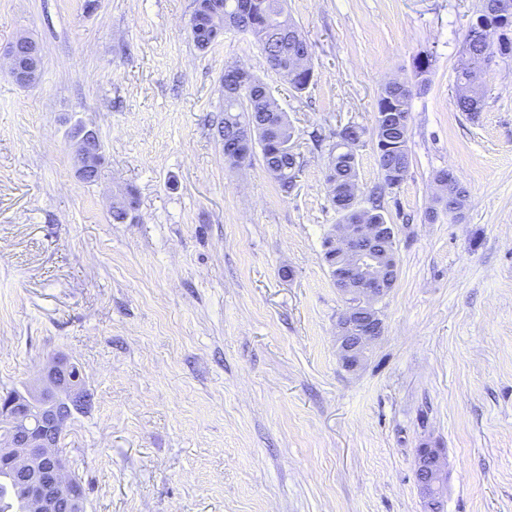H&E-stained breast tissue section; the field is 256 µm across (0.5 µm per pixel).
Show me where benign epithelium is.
Returning a JSON list of instances; mask_svg holds the SVG:
<instances>
[{"mask_svg": "<svg viewBox=\"0 0 512 512\" xmlns=\"http://www.w3.org/2000/svg\"><path fill=\"white\" fill-rule=\"evenodd\" d=\"M10 73L21 87L36 85L41 47L21 35L5 50ZM254 87L253 75L239 65L225 70L224 95L241 98ZM78 175L96 180L102 163V144L94 128L81 125L71 140ZM393 224H334L326 236L336 254V288L342 308L336 320V342L342 367L358 369L371 346L381 338L384 322L377 305L395 287L399 259L389 243ZM79 366L50 358L41 376L24 385L0 407V462L19 475L23 512H85L82 482L61 448L63 433L77 408L86 400ZM416 485L424 512H437L446 497L448 471L440 448L423 445L416 450Z\"/></svg>", "mask_w": 512, "mask_h": 512, "instance_id": "7a95c632", "label": "benign epithelium"}]
</instances>
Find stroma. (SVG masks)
<instances>
[{"label":"stroma","mask_w":512,"mask_h":512,"mask_svg":"<svg viewBox=\"0 0 512 512\" xmlns=\"http://www.w3.org/2000/svg\"><path fill=\"white\" fill-rule=\"evenodd\" d=\"M477 2L287 0L312 45L297 94L245 32L198 50L196 0H0V50L21 35L42 49L30 88L0 60V392L53 356L82 366L91 405L64 446L88 512H422L425 443L446 451L445 512H512V57L476 118L456 110ZM426 52L408 174L383 199L399 277L350 372L322 246L340 216L310 134L373 129L382 85ZM229 64L297 131L292 193L260 158L224 162ZM79 123L104 145L93 182L72 157ZM441 169L468 207L427 224Z\"/></svg>","instance_id":"stroma-1"}]
</instances>
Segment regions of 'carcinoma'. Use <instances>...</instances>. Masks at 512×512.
Instances as JSON below:
<instances>
[{"label": "carcinoma", "mask_w": 512, "mask_h": 512, "mask_svg": "<svg viewBox=\"0 0 512 512\" xmlns=\"http://www.w3.org/2000/svg\"><path fill=\"white\" fill-rule=\"evenodd\" d=\"M238 0H197L194 12L193 26L189 36L195 46L206 50L213 45L209 39L208 20L210 12L215 7L224 8L231 23L239 31L250 34L258 45L267 65L276 71L280 78L297 92H302L311 84L314 74L298 70L295 61L300 52L311 48L304 33L288 16L285 0H252V9L248 12L237 9ZM508 10L504 16L505 22L494 26L474 40L468 41L476 57L483 59L484 65L473 71L457 74L456 85L467 89V94L456 95L455 106L458 111L474 117L481 111L486 95V79L488 68L496 62L497 56L512 54V0H482L481 11L492 12ZM432 56L425 54L416 58L413 63L415 81L406 82L404 90L397 96H390L387 87H382L377 108L380 112H402L411 114L412 101L417 95L424 93L428 86V74L432 67ZM281 108L272 106L263 99L243 97L237 100L224 99V117L218 125V132L224 141V154L233 156L245 152L253 156L254 148L260 147L262 166L274 172V180L281 190L291 193L295 186L291 176L293 168L303 169L304 161L301 154H277L272 140H293L296 138L295 127L291 123L280 121L277 112ZM252 127L259 131L253 143L239 138L238 132L243 128ZM366 135V129L355 123L339 129L335 133L336 142L329 145L328 170L329 178L335 181L337 189L355 188L359 186L358 161L347 157L342 151L333 152L347 138ZM377 142V165L384 186L400 184L407 176L409 168V127L394 125L382 132H373ZM433 180L442 184V192L435 204L424 211L423 220L429 224L435 223L441 212L464 213L467 205V190L456 176L449 175L441 169L435 172ZM361 218L369 224H385L387 217L383 207L377 202L371 206L362 207L359 215L343 214L341 222L349 224L356 218Z\"/></svg>", "instance_id": "cac0c4a2"}]
</instances>
